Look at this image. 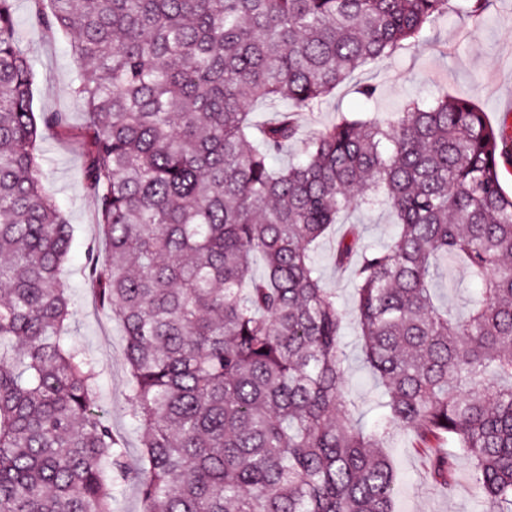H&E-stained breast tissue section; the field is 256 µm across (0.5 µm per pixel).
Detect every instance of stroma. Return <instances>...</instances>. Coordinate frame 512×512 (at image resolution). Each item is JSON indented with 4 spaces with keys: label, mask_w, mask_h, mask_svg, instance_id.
<instances>
[{
    "label": "stroma",
    "mask_w": 512,
    "mask_h": 512,
    "mask_svg": "<svg viewBox=\"0 0 512 512\" xmlns=\"http://www.w3.org/2000/svg\"><path fill=\"white\" fill-rule=\"evenodd\" d=\"M35 0H15V17L31 51L35 70L33 102L35 112L66 113L73 127H81L85 113L81 103L68 91L78 64L69 50L64 33L48 32L33 22ZM377 86L379 98L374 118L387 119L410 98L433 93L472 97L481 106L487 121L500 125L512 109V0H490L479 26L450 16L437 21L426 42L395 57H383L355 71L312 112L299 115L304 132L334 122L339 113L360 112L364 105L356 85ZM41 148V180L47 194L66 215L74 230V243L64 266V279L75 303L76 315L69 334L72 340L94 357L102 368L99 403L106 411L113 431L126 444V460L136 465L140 454L139 433L128 408L129 379L124 361L125 337L118 321L98 309L85 274V245L103 242L97 222L96 203L84 180L85 156L74 139L47 131ZM358 224L367 244L380 246L397 231L392 214L385 209L349 211L342 224L317 251L326 288L340 296L343 305V345L347 355V387L353 403L350 414L362 426H372L382 415L376 405L378 381L370 368L355 315V284L350 271L335 263L336 238L345 225ZM455 263L441 266L434 280L437 304L457 316L465 315L479 294ZM397 480L395 512H487L469 466L458 463L452 489L436 484L430 462L415 448L408 433H398L386 451Z\"/></svg>",
    "instance_id": "obj_1"
}]
</instances>
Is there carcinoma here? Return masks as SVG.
<instances>
[{
    "instance_id": "cac0c4a2",
    "label": "carcinoma",
    "mask_w": 512,
    "mask_h": 512,
    "mask_svg": "<svg viewBox=\"0 0 512 512\" xmlns=\"http://www.w3.org/2000/svg\"><path fill=\"white\" fill-rule=\"evenodd\" d=\"M489 0H47L71 38L63 112L35 114L14 0H0V512H395L383 453L399 427L451 488L457 458L491 512H512V127L468 98L409 99L382 124L297 116L352 73ZM273 118L257 125L249 104ZM81 140L109 256L86 245L98 306L125 334L134 470L97 402L99 363L67 336L72 226L45 195L37 142ZM301 140V156L271 160ZM352 207H384L382 249L336 241L387 413L345 419L342 310L316 246ZM262 278L253 276L256 257ZM485 299L436 307L438 262ZM455 451L440 452L444 440ZM141 508L138 490L132 484H127L122 488L113 503L114 512H140Z\"/></svg>"
}]
</instances>
